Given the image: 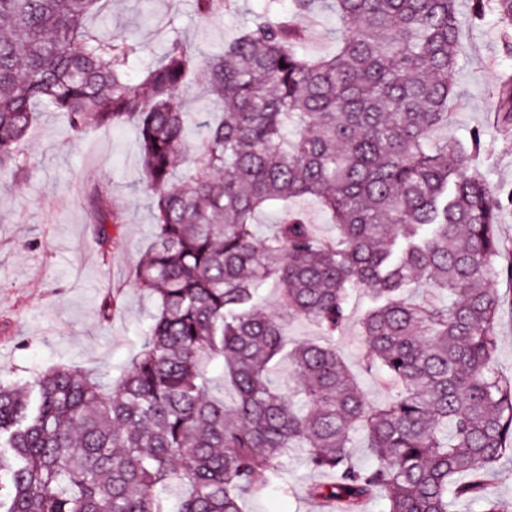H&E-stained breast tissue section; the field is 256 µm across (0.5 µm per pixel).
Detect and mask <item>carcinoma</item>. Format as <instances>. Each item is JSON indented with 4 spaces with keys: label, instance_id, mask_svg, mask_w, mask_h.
<instances>
[{
    "label": "carcinoma",
    "instance_id": "obj_1",
    "mask_svg": "<svg viewBox=\"0 0 512 512\" xmlns=\"http://www.w3.org/2000/svg\"><path fill=\"white\" fill-rule=\"evenodd\" d=\"M105 0H0V172L21 184L17 145L37 112H61L77 138L91 126L134 127L153 242L132 267L159 299L140 353L114 383L58 366L0 383V512H243L245 497L288 492L295 450L332 476L308 488L336 512H509L492 490L512 457V382L495 369V278L508 251L497 191L470 166L482 146L430 140L450 119L461 29L512 0H280L244 24L224 51L201 57L179 37L138 83L140 43L90 36ZM202 17L235 0H194ZM326 3L336 51L300 54L298 17ZM207 80L221 117L197 141L176 96L190 72ZM512 128V78L495 105ZM317 200L339 234L318 238L290 213L271 234L259 213ZM102 258L119 216L98 197ZM279 285L267 316L259 287ZM429 285L420 303L406 295ZM368 287L363 370L397 390L370 405L336 348L349 296ZM313 322L324 341L288 335ZM288 360L298 392L274 385ZM362 430L371 464L354 462Z\"/></svg>",
    "mask_w": 512,
    "mask_h": 512
}]
</instances>
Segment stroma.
Instances as JSON below:
<instances>
[{
    "label": "stroma",
    "instance_id": "35a3bbf8",
    "mask_svg": "<svg viewBox=\"0 0 512 512\" xmlns=\"http://www.w3.org/2000/svg\"><path fill=\"white\" fill-rule=\"evenodd\" d=\"M265 0H240L238 9L215 11L201 22L194 0H111L106 11L86 20L90 33L135 32L150 64L172 36H179L202 54L220 52L225 41ZM306 35L301 52L335 51L339 25L328 10L304 16ZM512 74V36H505L494 13L464 27L458 66L452 77L458 92L449 105L448 125L433 131L436 140L468 139L483 134L486 147L472 161L498 191L502 208L499 230L512 244V132L500 131L492 109L497 86ZM19 150L33 168L22 186L10 174L0 175V382L29 379L59 365L78 367L116 378L140 352L155 296L136 288L130 268L151 242V201L143 190V171L133 128H88L80 139L66 133L62 113H41ZM99 194L121 221L113 225L114 246L102 261L93 234L86 197ZM503 297L498 314L495 366L512 378V280L499 278ZM119 297L111 322H103L99 306L106 292ZM372 305L364 288L353 289L350 319L338 342L342 357L357 373L361 389L373 404H388L392 393L382 381L361 374L365 342L359 324ZM301 454L288 464L289 493L273 489L248 500L245 512H321L305 493L311 480Z\"/></svg>",
    "mask_w": 512,
    "mask_h": 512
}]
</instances>
